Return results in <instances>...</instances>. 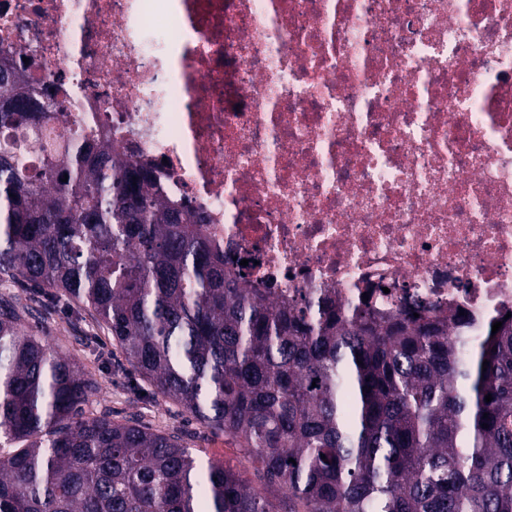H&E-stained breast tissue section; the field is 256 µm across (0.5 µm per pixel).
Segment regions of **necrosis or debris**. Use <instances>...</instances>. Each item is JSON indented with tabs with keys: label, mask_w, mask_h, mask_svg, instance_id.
Returning a JSON list of instances; mask_svg holds the SVG:
<instances>
[{
	"label": "necrosis or debris",
	"mask_w": 512,
	"mask_h": 512,
	"mask_svg": "<svg viewBox=\"0 0 512 512\" xmlns=\"http://www.w3.org/2000/svg\"><path fill=\"white\" fill-rule=\"evenodd\" d=\"M267 298L512 311V0H0V61Z\"/></svg>",
	"instance_id": "obj_1"
}]
</instances>
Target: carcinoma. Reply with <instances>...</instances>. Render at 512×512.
I'll return each instance as SVG.
<instances>
[{
  "label": "carcinoma",
  "mask_w": 512,
  "mask_h": 512,
  "mask_svg": "<svg viewBox=\"0 0 512 512\" xmlns=\"http://www.w3.org/2000/svg\"><path fill=\"white\" fill-rule=\"evenodd\" d=\"M62 107L0 64V278L80 302L273 497L198 466L178 435L84 416L98 381L1 296L0 439L19 447L0 456V512H512V317L472 342L461 318L451 333L423 312L278 305L224 271L223 244L151 170L51 135Z\"/></svg>",
  "instance_id": "cac0c4a2"
}]
</instances>
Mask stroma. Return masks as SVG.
<instances>
[{
    "instance_id": "obj_1",
    "label": "stroma",
    "mask_w": 512,
    "mask_h": 512,
    "mask_svg": "<svg viewBox=\"0 0 512 512\" xmlns=\"http://www.w3.org/2000/svg\"><path fill=\"white\" fill-rule=\"evenodd\" d=\"M55 305V312L42 315L39 320L41 336L91 372L101 386L98 396L84 405L85 415L107 414L119 422L133 418L150 429L181 436L200 464L223 463L252 488L261 489L254 464L235 440L204 428L181 406L156 395L82 305L63 296L56 298Z\"/></svg>"
}]
</instances>
